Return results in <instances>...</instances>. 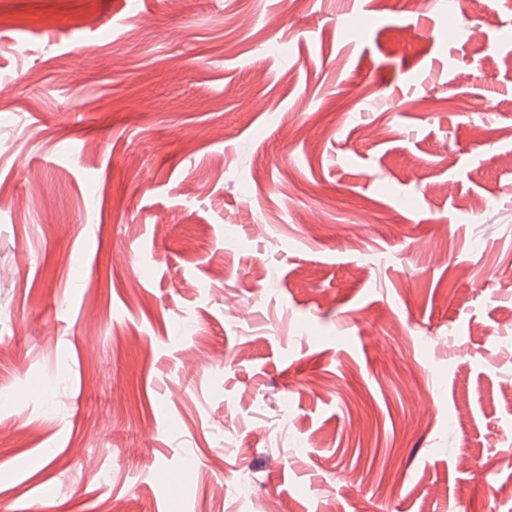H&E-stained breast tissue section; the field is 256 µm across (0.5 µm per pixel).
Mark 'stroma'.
<instances>
[{
	"label": "stroma",
	"mask_w": 512,
	"mask_h": 512,
	"mask_svg": "<svg viewBox=\"0 0 512 512\" xmlns=\"http://www.w3.org/2000/svg\"><path fill=\"white\" fill-rule=\"evenodd\" d=\"M500 486L512 0H0V512Z\"/></svg>",
	"instance_id": "stroma-1"
}]
</instances>
